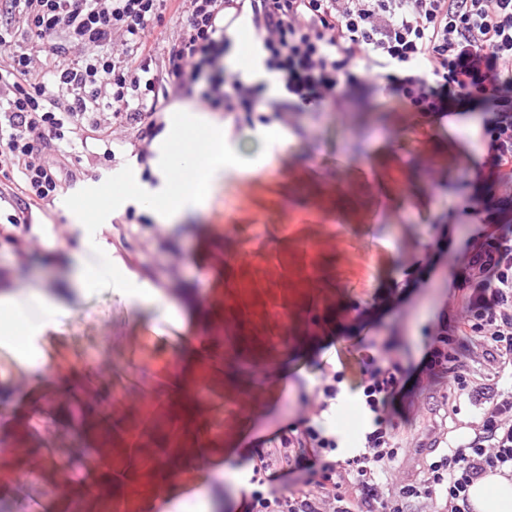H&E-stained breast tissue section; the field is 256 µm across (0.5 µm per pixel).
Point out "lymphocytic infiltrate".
<instances>
[{"label": "lymphocytic infiltrate", "mask_w": 512, "mask_h": 512, "mask_svg": "<svg viewBox=\"0 0 512 512\" xmlns=\"http://www.w3.org/2000/svg\"><path fill=\"white\" fill-rule=\"evenodd\" d=\"M180 32L157 67L151 34L166 11ZM250 14L273 81L241 80L226 64L232 19ZM0 177L19 195L10 205L14 237L28 213L66 183L56 161L85 127L111 146L112 125L137 127L152 141L163 129L158 104L190 97L252 123L271 110L301 137L302 112H346L372 92L393 90L408 123L453 115L478 104L474 138L493 189L434 217L432 242L409 257L403 281L377 300L400 307L440 264L454 225L470 235L454 253L450 292L426 327L418 366L406 365L396 329L359 341L360 376L323 368L300 399L308 413L256 449L246 478L244 512H472L468 491L487 475L512 481V0H0ZM448 381L477 408L469 434L432 433L418 474L396 472L406 454L394 402L408 380ZM358 397L364 424L344 445L332 421L343 391ZM301 471L295 487H275L283 468Z\"/></svg>", "instance_id": "lymphocytic-infiltrate-1"}]
</instances>
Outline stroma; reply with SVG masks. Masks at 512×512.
Instances as JSON below:
<instances>
[{"label": "stroma", "mask_w": 512, "mask_h": 512, "mask_svg": "<svg viewBox=\"0 0 512 512\" xmlns=\"http://www.w3.org/2000/svg\"><path fill=\"white\" fill-rule=\"evenodd\" d=\"M480 119L479 106L472 105L463 115L419 130L382 93L359 112H304L299 120L315 128L316 136L284 133L286 147L277 155L274 175L225 185L202 216L165 230L130 204L119 216L95 225V240L111 254L117 273L165 290L173 305L164 313L142 310L135 326L127 298L105 282L65 290L60 300L65 316L33 340L40 359L58 368L51 377L33 369L15 344L0 343V484L26 501L66 512L54 487L67 475L55 468V461L70 458L78 448L96 449L113 469L126 467L111 436L99 432L96 418H73L71 396L111 401L113 416L131 435L141 433L155 363L179 360L184 325L193 313L213 310L218 270L204 257L209 235L240 222L243 259L228 273L227 334L213 353L255 355L271 344L277 355L261 363L262 374L249 387L236 384L211 358L197 370L205 383L206 415L228 448L223 512H239L237 477L247 465L248 451L269 447L280 430L301 417L302 386L313 384L322 364L338 363L353 348L362 324L397 328L412 360L420 359L424 329L448 298L447 265H439L427 287L394 311L374 303L373 295L402 279L406 257L429 243L427 216L462 204L470 193L461 169L481 158L469 140ZM84 135L86 147L67 163L77 171V180L53 203L33 210L27 240L14 242L0 233V271L7 272L10 286H60L75 273L73 252L83 239L77 230L65 241L58 236L70 213L90 208L102 191L112 190L122 171L136 172L144 183L156 181L150 165L139 158L143 144L135 129L115 127L112 159L98 147L93 130ZM423 162L444 172V186L428 187L419 170ZM380 181L404 196L403 207L391 209L377 201ZM258 215L289 227L275 257L266 256L263 237L246 222ZM163 236L176 240L178 254L161 253ZM101 350L112 359L108 388L78 368ZM447 396L448 385L442 382L421 394L406 389L398 397V433L404 444L418 445L433 422L434 408ZM150 469V463H143L137 480L120 488L98 479L93 486L79 482L70 489L91 500L94 512H114L118 493L125 496L128 512H185L196 501L197 485L212 479L209 471L189 466L182 490L163 499L154 494Z\"/></svg>", "instance_id": "35a3bbf8"}]
</instances>
